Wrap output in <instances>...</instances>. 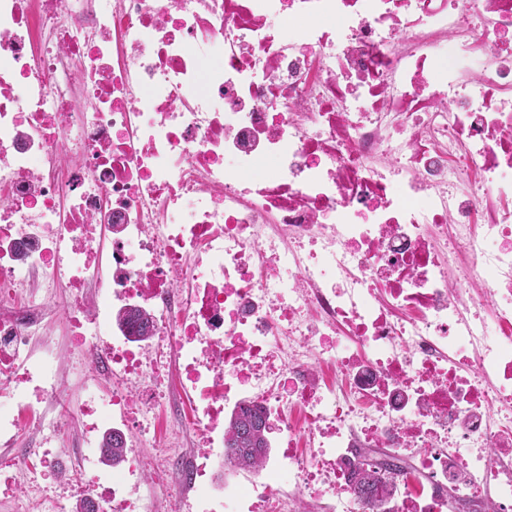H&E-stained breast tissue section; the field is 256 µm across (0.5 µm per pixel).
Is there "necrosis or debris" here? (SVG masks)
Returning a JSON list of instances; mask_svg holds the SVG:
<instances>
[{
    "label": "necrosis or debris",
    "instance_id": "necrosis-or-debris-1",
    "mask_svg": "<svg viewBox=\"0 0 512 512\" xmlns=\"http://www.w3.org/2000/svg\"><path fill=\"white\" fill-rule=\"evenodd\" d=\"M71 375L117 387L74 412ZM248 402L278 453L228 487ZM28 434L0 497L45 512H365L358 448L410 462L376 512H512V0H0V447Z\"/></svg>",
    "mask_w": 512,
    "mask_h": 512
}]
</instances>
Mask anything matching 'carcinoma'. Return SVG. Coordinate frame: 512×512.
Wrapping results in <instances>:
<instances>
[{
    "mask_svg": "<svg viewBox=\"0 0 512 512\" xmlns=\"http://www.w3.org/2000/svg\"><path fill=\"white\" fill-rule=\"evenodd\" d=\"M120 321L133 325L139 334L144 335L150 327L149 318L131 311L120 317ZM267 422L262 409L256 405H246L229 418L225 427V452L233 465L240 469L258 471L265 465L269 454ZM103 462L109 467L120 465L126 451L125 444L116 435L103 442ZM349 482L353 491L368 506L391 493V483L381 469L368 463H355L349 471Z\"/></svg>",
    "mask_w": 512,
    "mask_h": 512,
    "instance_id": "obj_1",
    "label": "carcinoma"
}]
</instances>
